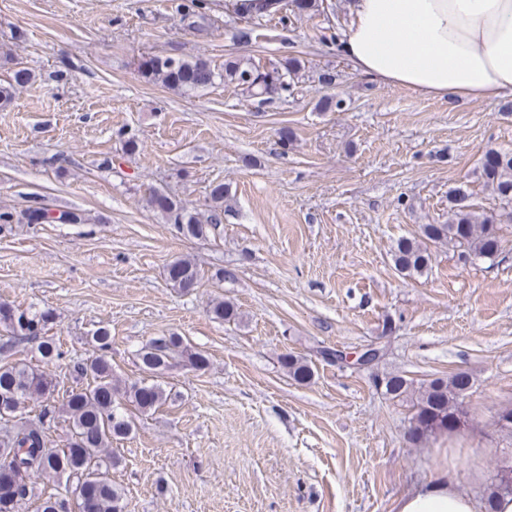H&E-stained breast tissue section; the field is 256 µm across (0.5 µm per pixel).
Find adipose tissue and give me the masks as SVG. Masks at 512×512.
<instances>
[{
  "label": "adipose tissue",
  "mask_w": 512,
  "mask_h": 512,
  "mask_svg": "<svg viewBox=\"0 0 512 512\" xmlns=\"http://www.w3.org/2000/svg\"><path fill=\"white\" fill-rule=\"evenodd\" d=\"M336 50L362 76L439 101L512 95V0H352ZM394 512H485L455 468L429 473Z\"/></svg>",
  "instance_id": "adipose-tissue-1"
}]
</instances>
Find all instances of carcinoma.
Segmentation results:
<instances>
[{
    "mask_svg": "<svg viewBox=\"0 0 512 512\" xmlns=\"http://www.w3.org/2000/svg\"><path fill=\"white\" fill-rule=\"evenodd\" d=\"M301 61L291 57L278 64L262 65L229 59L224 71L218 72L201 58L188 60L173 56L144 57L138 69L150 81L183 92L200 91L213 85L216 79L233 84L252 96L272 100L293 90ZM32 73L27 68L13 72L12 79L0 83V102H10L15 88L28 83ZM479 176L485 189L500 202V210L478 214L474 211L470 194L455 188L448 192V223L424 224L421 238L402 237L396 242L395 268L402 274H422L431 262V247L448 245L459 251L464 259L481 257L491 259L501 250L500 225L512 223V152L487 149L481 158ZM212 204L207 213L198 214L179 205L167 195L156 191L150 197L151 205L173 217L178 232L188 238H202L214 231L224 215V185L218 184L210 192ZM23 218L29 224H81L83 215L74 210H58V217L41 208L27 210ZM172 287L183 293L194 290L202 279L201 270L190 260L180 259L167 269ZM214 318L231 321L238 317L235 306L224 301L212 304ZM53 320L50 311L31 307L21 309L0 303V422H12L14 427L0 436V462L8 463L18 481L16 493L0 495V512H19L22 501L37 496V512H71L68 501L47 489L34 492L33 479L44 485L61 479L74 485H85L87 512H123V492L110 478L98 477L101 470H114L122 464V457L113 444L126 439L132 431V419L122 412L123 403L147 413L173 401L172 394L160 384L147 382L184 359L191 366L201 368L206 358L191 350L181 336H162L150 340L136 351L139 370L143 377L116 380L108 351L112 347V331L106 326L95 330L91 341L97 354L70 366L69 379L73 385L63 391V400L52 409L59 382L46 372L22 360L10 361L21 343L35 346L45 364L63 356L61 345L52 336L45 335ZM282 365L299 383L313 377L308 362L292 353L282 356ZM385 394L400 398L415 396L414 413L410 420L409 440L419 443L437 432L454 433L463 425L466 415L463 399L471 386V377L465 371L450 377H437L413 389V383L398 375L383 380ZM43 401L38 414L25 417L32 401ZM59 417L70 427V437L61 449L49 447V431ZM498 494L512 495V465L499 466L487 502Z\"/></svg>",
    "mask_w": 512,
    "mask_h": 512,
    "instance_id": "carcinoma-1",
    "label": "carcinoma"
}]
</instances>
